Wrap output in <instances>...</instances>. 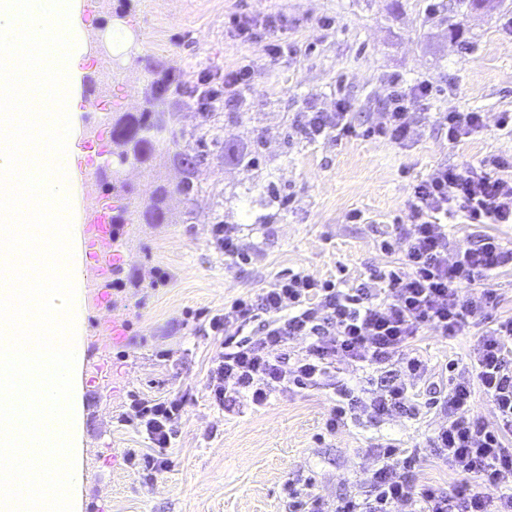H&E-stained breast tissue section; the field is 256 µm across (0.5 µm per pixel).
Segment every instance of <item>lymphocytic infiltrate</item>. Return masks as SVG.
Returning <instances> with one entry per match:
<instances>
[{
    "label": "lymphocytic infiltrate",
    "instance_id": "f902f5d3",
    "mask_svg": "<svg viewBox=\"0 0 512 512\" xmlns=\"http://www.w3.org/2000/svg\"><path fill=\"white\" fill-rule=\"evenodd\" d=\"M389 85L384 119L366 133L402 144L411 135V102L427 100L432 89L398 76ZM349 109L340 99L335 111L305 113L301 129L310 139L352 136L356 129ZM408 208L409 221L398 225L393 240L403 254L400 266L371 271L348 288L292 273L259 298H236L211 318L216 332L264 321L258 340L226 335L211 379L216 402L228 411L241 399L262 407L277 390L322 385L337 395L325 423L331 433L361 416L377 421L417 415L409 385L426 380L429 368L409 351L411 339L425 328L445 338L463 335L470 319L497 306L490 282L500 269L512 267L511 247L491 235L457 245L448 236L447 221L460 216L469 224H511L512 156L490 154L475 165L438 167L413 184ZM295 337L303 338L306 347L292 358L288 341ZM349 363L377 370L395 364L399 372L380 388L366 390L339 377L340 365ZM476 385L494 407L495 424L470 412ZM185 404L179 394L137 397L130 412L120 415L121 423L143 428L151 442L124 456L144 483L167 471L174 424ZM442 406L448 423L434 445L463 476L452 492L416 480L411 459L389 442L376 450L377 467L364 496L341 498L332 512H396L400 506L419 512H512V448L506 445L512 436V317L498 321L478 342L470 378L452 379ZM491 487L498 496L488 495Z\"/></svg>",
    "mask_w": 512,
    "mask_h": 512
}]
</instances>
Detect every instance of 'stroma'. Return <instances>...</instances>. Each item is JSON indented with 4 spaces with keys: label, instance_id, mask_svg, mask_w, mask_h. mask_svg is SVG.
I'll list each match as a JSON object with an SVG mask.
<instances>
[{
    "label": "stroma",
    "instance_id": "1",
    "mask_svg": "<svg viewBox=\"0 0 512 512\" xmlns=\"http://www.w3.org/2000/svg\"><path fill=\"white\" fill-rule=\"evenodd\" d=\"M236 14L251 18L248 35L226 31ZM84 17L94 20L108 62L107 73L83 77L84 91L98 99L82 116L85 143L107 130L113 112L141 110L150 65L179 71L190 87L203 73L223 84L225 70L245 66L249 86L213 109L221 137L255 148L259 166L228 167L211 152L196 173V200L169 199V223L113 225L119 253L99 287L82 290L80 512H292L290 483L333 503L366 491L373 450L388 439L406 448L421 480L452 488L459 476L432 443L448 421L436 409L413 419H360L331 434L325 422L334 395L321 387L279 391L263 408L226 415L209 388L223 350L209 318L291 271L349 285L399 262L400 251L381 242L395 223L408 222L416 180L440 164L512 155V134L496 126L499 113L512 111V0L476 13L461 0H84ZM274 40L284 51L272 58L263 46ZM395 74L432 87L403 145L363 135L382 121ZM341 97L356 136L307 138L301 116L334 111ZM449 111L483 113V132L449 144L440 121ZM125 179L144 201L157 182L176 183L179 174L162 150L150 165L127 167ZM271 182L287 204L263 224ZM354 211L361 221H349ZM216 224L242 225L247 261L225 262L212 237ZM493 286L499 303L491 318L461 336L426 330L413 340L434 375L451 361L467 370L491 319L512 317V270ZM179 390L189 399L168 450L173 465L143 483L124 452L148 442L119 417L134 397Z\"/></svg>",
    "mask_w": 512,
    "mask_h": 512
}]
</instances>
